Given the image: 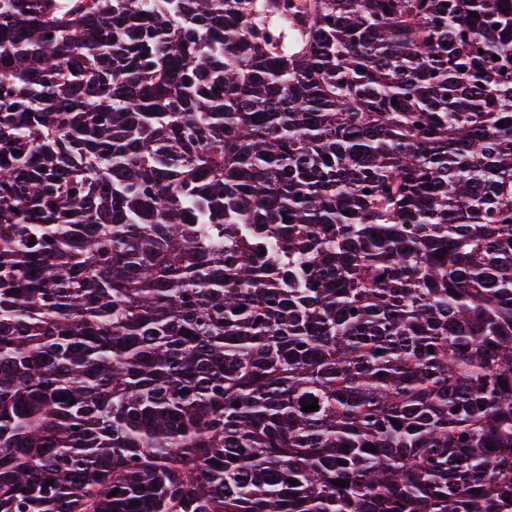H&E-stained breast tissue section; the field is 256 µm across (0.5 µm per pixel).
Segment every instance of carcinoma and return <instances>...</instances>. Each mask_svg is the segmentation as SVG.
<instances>
[{"mask_svg":"<svg viewBox=\"0 0 512 512\" xmlns=\"http://www.w3.org/2000/svg\"><path fill=\"white\" fill-rule=\"evenodd\" d=\"M0 512H512V0H0Z\"/></svg>","mask_w":512,"mask_h":512,"instance_id":"obj_1","label":"carcinoma"}]
</instances>
